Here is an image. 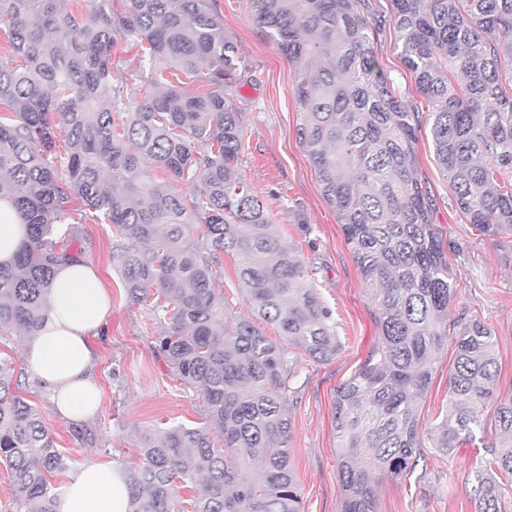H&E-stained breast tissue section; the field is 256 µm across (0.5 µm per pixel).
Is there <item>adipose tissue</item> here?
Returning a JSON list of instances; mask_svg holds the SVG:
<instances>
[{
    "label": "adipose tissue",
    "instance_id": "obj_1",
    "mask_svg": "<svg viewBox=\"0 0 512 512\" xmlns=\"http://www.w3.org/2000/svg\"><path fill=\"white\" fill-rule=\"evenodd\" d=\"M110 309L111 299L92 265L58 268L44 323L31 339L26 363L61 418L81 422L99 406L87 338L104 331ZM55 510L132 512L124 470L97 462L84 464L68 475Z\"/></svg>",
    "mask_w": 512,
    "mask_h": 512
}]
</instances>
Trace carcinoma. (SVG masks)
I'll return each instance as SVG.
<instances>
[{"instance_id": "obj_1", "label": "carcinoma", "mask_w": 512, "mask_h": 512, "mask_svg": "<svg viewBox=\"0 0 512 512\" xmlns=\"http://www.w3.org/2000/svg\"><path fill=\"white\" fill-rule=\"evenodd\" d=\"M0 0L11 50L0 57V199L27 239L0 265V332L36 334L55 269L83 261L88 213L115 231L112 261L130 299L166 324L158 351L202 395L224 437L182 424L144 439L127 473L133 512H303L290 462L297 358L251 320L231 316L218 268L240 257L253 316L313 360L339 351L335 312L285 246L268 204L241 170L243 125L232 95L244 78L216 0ZM253 21L293 67L297 136L376 308L381 336L336 388L340 512H377L385 479L422 458L418 401L454 340L448 404L435 448L476 445L495 404L489 469L470 489L477 512H500L499 474L512 477V397L491 327L448 322L455 275L418 178L417 132L430 125L435 161L470 224L512 236V0H250ZM393 28L399 58L427 114L378 60ZM138 61H118L119 41ZM159 89L135 103L128 85ZM65 132L58 136L56 128ZM168 171L159 187L153 171ZM195 184L183 196L178 183ZM0 362V463L24 512H54L48 476L64 467L43 413ZM202 492L174 510L176 488Z\"/></svg>"}]
</instances>
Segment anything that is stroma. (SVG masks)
I'll return each mask as SVG.
<instances>
[{
  "label": "stroma",
  "instance_id": "35a3bbf8",
  "mask_svg": "<svg viewBox=\"0 0 512 512\" xmlns=\"http://www.w3.org/2000/svg\"><path fill=\"white\" fill-rule=\"evenodd\" d=\"M224 37L238 49L246 82L234 103L244 127L241 169L247 183L268 202L282 242L316 271L314 285L336 314L341 349L336 358L319 362L298 357L299 390L290 406L288 442L300 486L304 512H340L334 422L337 387L364 361L380 336L376 310L335 209L323 196L319 178L297 137L300 114L292 68L252 21L249 0H217ZM394 35L378 45L379 61L396 87L420 112L426 100L416 91L412 73L401 62ZM417 173L437 202L435 221L443 233L455 273L457 296L448 318L479 319L496 336L501 374L495 391L512 397V236L490 235L468 224L454 205V195L435 160L429 126L418 134ZM84 260L96 270L111 299L107 331L90 336L95 357L94 379L99 407L90 419L75 424L56 416L46 393L31 380L26 365L28 336L0 333V361L14 370L21 394L41 410L66 464L52 480L63 487L67 475L86 462L109 463L124 470L140 468L141 438L174 424L203 426L206 406L184 387L157 351L161 325L148 304L130 301L121 274L112 263V227L101 220L82 226ZM447 366H440L420 402L422 475L386 479L377 490L378 512H476L468 481L484 470L485 450L459 448L439 453L430 436L448 400Z\"/></svg>",
  "mask_w": 512,
  "mask_h": 512
}]
</instances>
